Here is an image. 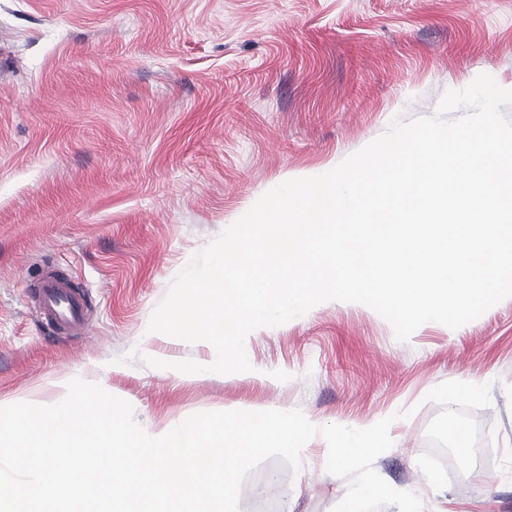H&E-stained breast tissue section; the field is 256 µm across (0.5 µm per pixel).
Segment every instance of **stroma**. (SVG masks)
Here are the masks:
<instances>
[{"label": "stroma", "instance_id": "obj_1", "mask_svg": "<svg viewBox=\"0 0 512 512\" xmlns=\"http://www.w3.org/2000/svg\"><path fill=\"white\" fill-rule=\"evenodd\" d=\"M512 90V0H0V407L103 384L156 434L206 411L298 409L313 424L394 416L376 472L424 512H512V297L398 341L327 301L246 339L251 374L177 377L209 358L152 337L192 256L268 190L322 174L480 74ZM87 297L84 336L48 335L44 267ZM139 350V359L121 357ZM465 432L461 461L454 434ZM314 437L264 462L266 512H332L346 491Z\"/></svg>", "mask_w": 512, "mask_h": 512}]
</instances>
